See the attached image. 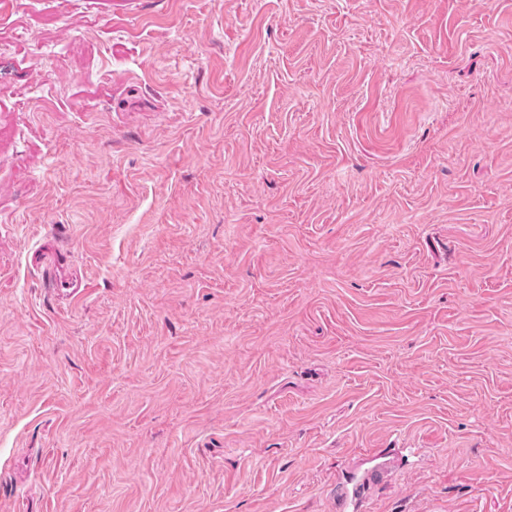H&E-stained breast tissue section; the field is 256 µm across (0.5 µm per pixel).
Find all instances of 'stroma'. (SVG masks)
Here are the masks:
<instances>
[{"mask_svg": "<svg viewBox=\"0 0 512 512\" xmlns=\"http://www.w3.org/2000/svg\"><path fill=\"white\" fill-rule=\"evenodd\" d=\"M0 85V512H512V0H0Z\"/></svg>", "mask_w": 512, "mask_h": 512, "instance_id": "35a3bbf8", "label": "stroma"}]
</instances>
